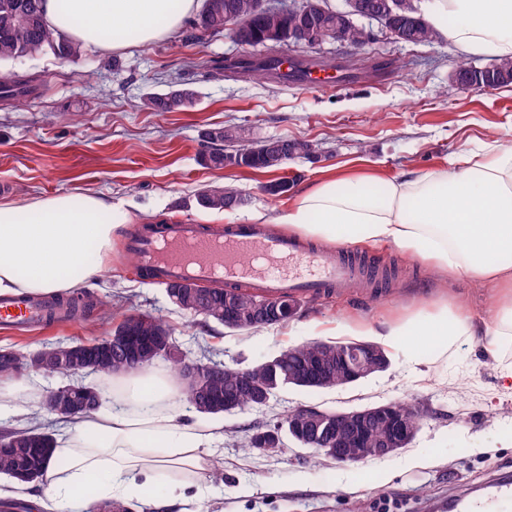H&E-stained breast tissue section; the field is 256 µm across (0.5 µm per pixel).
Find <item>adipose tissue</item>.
<instances>
[{"instance_id": "ef3b65f1", "label": "adipose tissue", "mask_w": 512, "mask_h": 512, "mask_svg": "<svg viewBox=\"0 0 512 512\" xmlns=\"http://www.w3.org/2000/svg\"><path fill=\"white\" fill-rule=\"evenodd\" d=\"M417 6L456 50L512 57V0ZM197 7L198 0H44L43 17L86 49H128L171 36ZM132 221L97 193L0 200V295L85 287ZM278 221L342 246L391 244L438 271L498 288L487 349L497 355L512 343V146L496 140L484 153L398 178L327 176L302 190ZM473 333L468 312L440 306L380 331L379 340L416 363L423 346L444 353ZM38 392L26 378H0V409L14 427L27 426ZM181 392L177 376L149 366L108 376L100 390L104 407L70 418L56 435V454L66 464L48 465L29 503L40 512H91L95 503L120 499L188 512L182 485L160 483L158 473L179 468L203 478L224 428L179 420L174 402Z\"/></svg>"}]
</instances>
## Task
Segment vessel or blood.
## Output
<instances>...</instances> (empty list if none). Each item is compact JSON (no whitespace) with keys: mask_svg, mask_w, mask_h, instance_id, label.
I'll return each mask as SVG.
<instances>
[{"mask_svg":"<svg viewBox=\"0 0 512 512\" xmlns=\"http://www.w3.org/2000/svg\"><path fill=\"white\" fill-rule=\"evenodd\" d=\"M276 72L313 87L336 77L335 69L292 61L279 62ZM130 248L162 283L190 280L227 288L247 283L272 298L333 296L370 274L368 262L344 251L308 248L255 224H232L214 233L197 224L175 222L137 235ZM44 314L43 307L22 298L0 300V321L19 328L40 323ZM450 508L452 512H512V481L500 479L479 493L453 499Z\"/></svg>","mask_w":512,"mask_h":512,"instance_id":"obj_1","label":"vessel or blood"}]
</instances>
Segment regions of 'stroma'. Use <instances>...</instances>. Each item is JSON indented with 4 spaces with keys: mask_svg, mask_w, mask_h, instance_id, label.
<instances>
[{
    "mask_svg": "<svg viewBox=\"0 0 512 512\" xmlns=\"http://www.w3.org/2000/svg\"><path fill=\"white\" fill-rule=\"evenodd\" d=\"M369 28L373 38L359 48L328 41L308 50L283 44L245 50L225 33L191 42L179 31L126 51H90L74 62L44 54L19 63L17 71L42 88L13 106L0 101V200L91 190L130 209L139 225L166 215L221 227L252 222L258 212L272 225L295 190L321 179L328 168L397 177L512 136V85L458 92L450 75L460 53L448 43L405 44L377 23ZM246 55L298 58L350 75L334 89L284 85L269 75L229 69V62ZM182 87L196 93L192 108L147 107L148 97ZM216 125L234 131L233 149L288 137L316 144L317 152L289 161L281 174L212 169L201 161L200 137ZM282 175L292 180V192L267 194L265 185ZM223 182L247 197L228 220L195 200L206 185ZM127 241L124 235L117 239L84 288L108 301L107 310L28 332L0 329V349L37 352L59 338L98 339L110 335L124 314L139 312L165 319L181 350L196 352L204 324L175 308L165 285L138 275ZM354 253L374 261L387 278L374 288L348 289L341 299L300 300L298 315L286 325L225 332L221 361L247 368L289 344L369 341L373 328L443 302H465L480 321L494 300L490 289L452 274L437 276L394 246L358 247ZM386 354V370L353 385L289 386L267 407L224 416L217 467L206 477L205 512H381L385 498L400 500L404 512H445L448 500L466 490L512 476V448L500 445L512 428V392L501 389L499 380L501 368L512 364V348L494 356L484 337L465 336L447 355L425 350L417 364L397 348ZM404 399L428 414L407 448L380 460L319 467L309 450L293 444L277 456L247 454L236 446L240 430L288 409H353ZM375 470L384 482L365 485Z\"/></svg>",
    "mask_w": 512,
    "mask_h": 512,
    "instance_id": "obj_1",
    "label": "stroma"
}]
</instances>
